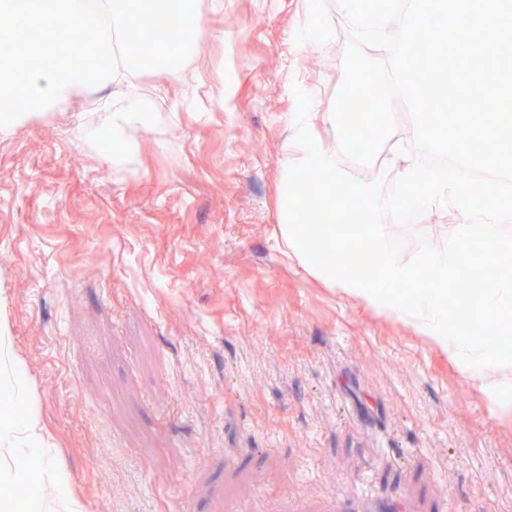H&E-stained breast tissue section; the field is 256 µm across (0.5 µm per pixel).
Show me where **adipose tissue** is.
I'll use <instances>...</instances> for the list:
<instances>
[{"instance_id":"adipose-tissue-1","label":"adipose tissue","mask_w":512,"mask_h":512,"mask_svg":"<svg viewBox=\"0 0 512 512\" xmlns=\"http://www.w3.org/2000/svg\"><path fill=\"white\" fill-rule=\"evenodd\" d=\"M0 389L13 398L19 413L0 419V483L15 482L22 462L38 464L26 500L0 497V512H82L68 481L55 464V450L34 406L22 359L14 352L9 323L0 314Z\"/></svg>"}]
</instances>
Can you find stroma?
I'll return each instance as SVG.
<instances>
[{
  "mask_svg": "<svg viewBox=\"0 0 512 512\" xmlns=\"http://www.w3.org/2000/svg\"><path fill=\"white\" fill-rule=\"evenodd\" d=\"M322 2L319 49L306 0H197L183 69L134 74L168 121L130 165L71 134L116 86L0 138V307L83 512H512V414L278 234L292 88L325 114L344 75Z\"/></svg>",
  "mask_w": 512,
  "mask_h": 512,
  "instance_id": "1",
  "label": "stroma"
}]
</instances>
